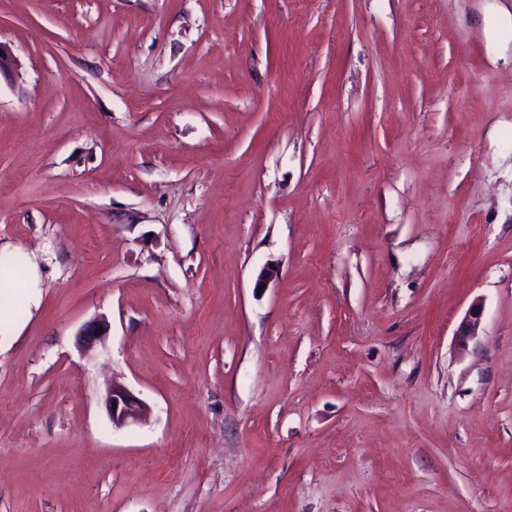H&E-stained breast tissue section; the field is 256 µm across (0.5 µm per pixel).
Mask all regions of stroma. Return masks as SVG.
Here are the masks:
<instances>
[{
  "instance_id": "1",
  "label": "stroma",
  "mask_w": 512,
  "mask_h": 512,
  "mask_svg": "<svg viewBox=\"0 0 512 512\" xmlns=\"http://www.w3.org/2000/svg\"><path fill=\"white\" fill-rule=\"evenodd\" d=\"M0 43V512H512V0H0ZM483 307L480 302L473 303L459 323L458 333L466 338L479 336L482 324ZM113 405H116V408H113ZM105 407L112 425L117 428L137 425L144 421L148 414L146 402L119 384H112Z\"/></svg>"
}]
</instances>
